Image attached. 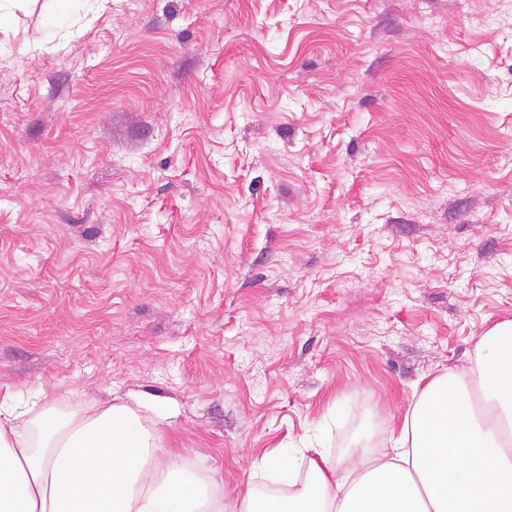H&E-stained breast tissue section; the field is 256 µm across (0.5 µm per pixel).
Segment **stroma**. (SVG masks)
<instances>
[{"instance_id":"35a3bbf8","label":"stroma","mask_w":512,"mask_h":512,"mask_svg":"<svg viewBox=\"0 0 512 512\" xmlns=\"http://www.w3.org/2000/svg\"><path fill=\"white\" fill-rule=\"evenodd\" d=\"M12 0L0 402L134 406L233 506L512 320V0Z\"/></svg>"}]
</instances>
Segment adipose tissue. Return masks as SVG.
<instances>
[{
  "instance_id": "adipose-tissue-1",
  "label": "adipose tissue",
  "mask_w": 512,
  "mask_h": 512,
  "mask_svg": "<svg viewBox=\"0 0 512 512\" xmlns=\"http://www.w3.org/2000/svg\"><path fill=\"white\" fill-rule=\"evenodd\" d=\"M125 405L37 420L0 405V512H224V495ZM302 488L245 492L234 512H512V320L475 343L464 371L418 391L388 436L349 461L322 449Z\"/></svg>"
}]
</instances>
